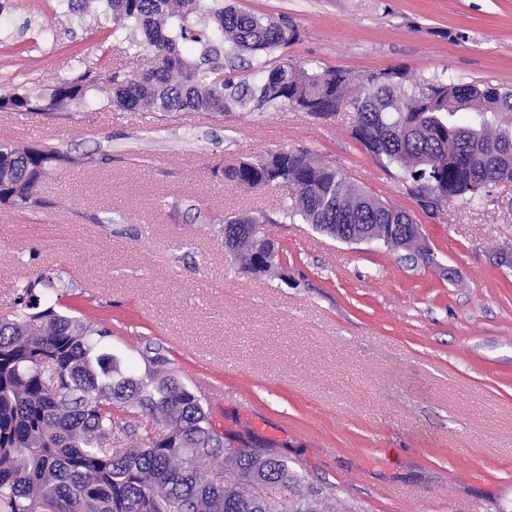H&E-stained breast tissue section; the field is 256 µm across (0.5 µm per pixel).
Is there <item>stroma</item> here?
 Masks as SVG:
<instances>
[{"label": "stroma", "mask_w": 512, "mask_h": 512, "mask_svg": "<svg viewBox=\"0 0 512 512\" xmlns=\"http://www.w3.org/2000/svg\"><path fill=\"white\" fill-rule=\"evenodd\" d=\"M294 26L272 64L359 75L406 67L420 81L512 90V0H221ZM100 10L0 0V90L50 96L83 68L142 72L153 51L110 37ZM353 109L319 119L286 105L130 112L94 92L47 113L0 112V141L72 161L38 203L0 206V316L47 274L69 312L112 332V352L162 349L227 436L288 456L330 512H512V184L481 208L423 211L396 172L352 138ZM304 149L405 208L432 262L346 243L285 219L287 190L213 173ZM267 217L275 275L241 273L224 218Z\"/></svg>", "instance_id": "35a3bbf8"}]
</instances>
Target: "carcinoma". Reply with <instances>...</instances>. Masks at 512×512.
I'll use <instances>...</instances> for the list:
<instances>
[{
	"mask_svg": "<svg viewBox=\"0 0 512 512\" xmlns=\"http://www.w3.org/2000/svg\"><path fill=\"white\" fill-rule=\"evenodd\" d=\"M112 33H141L154 64L136 75L85 70L60 82L49 103L29 93L0 95L1 112H40L106 95L115 107L144 112L224 114L251 101L296 107L318 118L349 106L351 135L385 170L394 168L425 211L418 191L441 203L484 205L512 180V91L490 84L410 81L403 69L355 76L336 68L266 64L296 40V29L210 0H101ZM256 61L255 85L225 72L229 54ZM71 162L52 146L0 144V204L25 210L37 184ZM246 188L284 187L294 195L285 217L340 240L366 235L394 250L429 258L418 224L350 182L308 150L277 151L215 169ZM262 219L224 222V245L240 270L255 275L275 261ZM42 286L36 291V286ZM65 291L43 275L19 287L13 314L0 317V512H322L323 491L302 488L298 472L271 444L224 443L211 410L149 344L121 368L112 332L64 311ZM222 463L219 478L202 471ZM261 485L274 492L257 493Z\"/></svg>",
	"mask_w": 512,
	"mask_h": 512,
	"instance_id": "carcinoma-1",
	"label": "carcinoma"
}]
</instances>
